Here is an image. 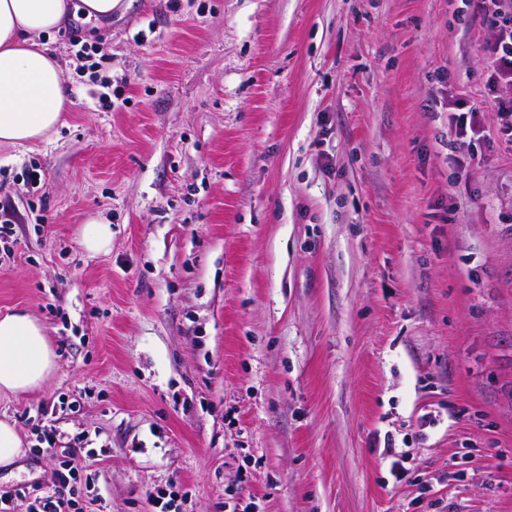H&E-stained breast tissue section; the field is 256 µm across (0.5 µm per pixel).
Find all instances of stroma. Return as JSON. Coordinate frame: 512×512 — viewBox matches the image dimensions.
Instances as JSON below:
<instances>
[{
	"label": "stroma",
	"instance_id": "1",
	"mask_svg": "<svg viewBox=\"0 0 512 512\" xmlns=\"http://www.w3.org/2000/svg\"><path fill=\"white\" fill-rule=\"evenodd\" d=\"M474 13L120 0L52 32L71 105L34 149L0 144V315L42 321L56 365L0 394L24 449L0 488L52 483L54 424L93 450L84 512H160L172 484L177 512H512V145ZM452 101L482 103L479 138ZM448 104V125L454 131L455 137H464L468 135V130L474 134L480 122V109L469 107L468 112L450 113L453 108ZM82 245L91 254L104 253L112 246V224L103 216H92L81 231Z\"/></svg>",
	"mask_w": 512,
	"mask_h": 512
}]
</instances>
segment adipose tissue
<instances>
[{
  "label": "adipose tissue",
  "instance_id": "obj_1",
  "mask_svg": "<svg viewBox=\"0 0 512 512\" xmlns=\"http://www.w3.org/2000/svg\"><path fill=\"white\" fill-rule=\"evenodd\" d=\"M119 0H0V143L35 145L62 121L71 100L54 51L40 34L68 13L111 18ZM55 368L45 327L23 311L0 317V392L40 387Z\"/></svg>",
  "mask_w": 512,
  "mask_h": 512
}]
</instances>
